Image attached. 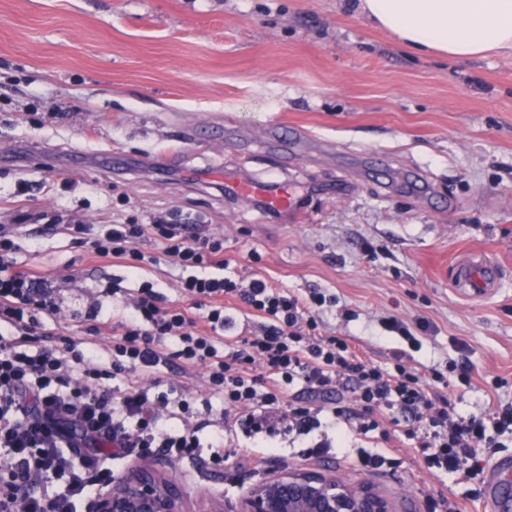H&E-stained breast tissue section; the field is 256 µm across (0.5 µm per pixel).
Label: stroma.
I'll return each instance as SVG.
<instances>
[{
	"instance_id": "1",
	"label": "stroma",
	"mask_w": 512,
	"mask_h": 512,
	"mask_svg": "<svg viewBox=\"0 0 512 512\" xmlns=\"http://www.w3.org/2000/svg\"><path fill=\"white\" fill-rule=\"evenodd\" d=\"M353 0H0V225L24 224L20 259L55 292L58 336L81 338L85 315L113 280L152 282L179 297L181 269L168 261L133 270L92 257L71 224L191 219L224 240L236 277L286 291L335 297L320 331L350 337L375 364L406 352L448 378L462 415L512 407V55L455 60L419 53L375 27ZM301 134L287 160L265 135ZM232 139L234 148L224 146ZM294 185L306 223L226 192L225 172ZM472 252L505 270L499 290L471 300L450 275ZM404 321L412 348L388 331ZM471 368L472 383L461 381ZM170 405L191 398L203 440L237 430L220 418L202 369L142 370ZM479 452L475 481L397 453L375 470L346 424L269 439L263 460L213 465L128 449L112 461L125 476L158 467L179 484L185 512L216 502L237 512L246 491L283 466L322 469L367 484L394 512H439L456 491L488 512L485 471L512 457V435Z\"/></svg>"
}]
</instances>
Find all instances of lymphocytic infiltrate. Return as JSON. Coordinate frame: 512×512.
Returning a JSON list of instances; mask_svg holds the SVG:
<instances>
[{"instance_id":"obj_1","label":"lymphocytic infiltrate","mask_w":512,"mask_h":512,"mask_svg":"<svg viewBox=\"0 0 512 512\" xmlns=\"http://www.w3.org/2000/svg\"><path fill=\"white\" fill-rule=\"evenodd\" d=\"M71 231L97 256L125 259L136 269L168 259L184 272L182 298L163 306L151 282L128 294L113 286L123 300L111 320L90 309L87 341L67 338L49 347L40 319L58 313L52 291L43 277L20 267L15 233L0 228V512H85L109 491L112 458L127 448H163L182 459L200 455L206 444L199 426H160L169 398L150 396L138 376L172 357L183 370L204 368L225 415L246 411L250 433L272 432L278 419L306 432L344 422L365 437L380 428L377 414L386 410L402 417L401 433L416 462L460 482L479 475V449L498 447L512 434V409L487 419L454 413L434 388L441 375L425 382L402 354L384 368L357 356L346 337L322 335L324 294L303 298L259 278L225 274L222 241L202 236L197 225L158 218L75 224ZM146 237L158 240L160 253L139 249ZM228 298L264 318L260 334L225 342ZM107 328L112 352L106 359L94 338ZM298 387L315 396L350 388L359 406L318 415L289 403Z\"/></svg>"}]
</instances>
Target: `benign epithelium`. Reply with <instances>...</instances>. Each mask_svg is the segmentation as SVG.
<instances>
[{
  "instance_id": "benign-epithelium-1",
  "label": "benign epithelium",
  "mask_w": 512,
  "mask_h": 512,
  "mask_svg": "<svg viewBox=\"0 0 512 512\" xmlns=\"http://www.w3.org/2000/svg\"><path fill=\"white\" fill-rule=\"evenodd\" d=\"M183 492L151 468L115 481L92 512H183ZM238 512H393L368 485L351 487L318 470L284 468L250 489Z\"/></svg>"
}]
</instances>
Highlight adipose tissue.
<instances>
[{"label": "adipose tissue", "instance_id": "1", "mask_svg": "<svg viewBox=\"0 0 512 512\" xmlns=\"http://www.w3.org/2000/svg\"><path fill=\"white\" fill-rule=\"evenodd\" d=\"M359 7L418 52L457 60L512 52V0H361Z\"/></svg>", "mask_w": 512, "mask_h": 512}]
</instances>
